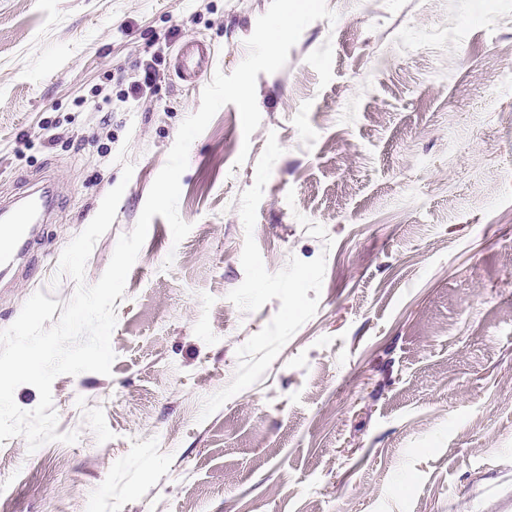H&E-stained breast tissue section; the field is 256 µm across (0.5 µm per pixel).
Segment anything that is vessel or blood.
<instances>
[{
  "instance_id": "obj_1",
  "label": "vessel or blood",
  "mask_w": 512,
  "mask_h": 512,
  "mask_svg": "<svg viewBox=\"0 0 512 512\" xmlns=\"http://www.w3.org/2000/svg\"><path fill=\"white\" fill-rule=\"evenodd\" d=\"M212 55L209 45L194 41L179 51L176 72L188 80L197 74L189 67V60L197 64L208 61ZM56 187L52 180L39 179L18 196L0 202V286L12 287L20 273L34 269L33 250L43 224L53 217Z\"/></svg>"
}]
</instances>
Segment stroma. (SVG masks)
Wrapping results in <instances>:
<instances>
[{"label": "stroma", "mask_w": 512, "mask_h": 512, "mask_svg": "<svg viewBox=\"0 0 512 512\" xmlns=\"http://www.w3.org/2000/svg\"><path fill=\"white\" fill-rule=\"evenodd\" d=\"M271 0H0V200L49 172L40 272L133 174L85 281ZM261 123L222 106L114 309L111 375L57 376V430L0 444L11 512H500L512 499V0H326ZM208 41L193 82L178 48ZM159 54L154 86L121 102ZM245 162H238L240 151Z\"/></svg>", "instance_id": "35a3bbf8"}]
</instances>
